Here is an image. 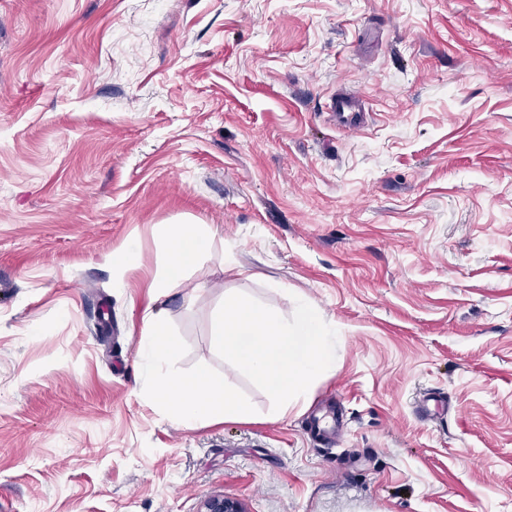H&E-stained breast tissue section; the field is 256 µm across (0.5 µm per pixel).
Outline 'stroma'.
<instances>
[{
    "label": "stroma",
    "mask_w": 512,
    "mask_h": 512,
    "mask_svg": "<svg viewBox=\"0 0 512 512\" xmlns=\"http://www.w3.org/2000/svg\"><path fill=\"white\" fill-rule=\"evenodd\" d=\"M171 224L214 237L164 292ZM229 293L336 326L283 420L214 341ZM148 312L181 342L169 371L212 369L257 421L173 426ZM328 403L332 444L310 429ZM214 494L512 512V0H0V512ZM331 108H333L338 114L342 115L343 118H346L342 121V123L348 127L349 130H357L364 127L363 120V112H360L358 107V102L352 97H336L335 100L331 102ZM345 112H348V116H344Z\"/></svg>",
    "instance_id": "1"
}]
</instances>
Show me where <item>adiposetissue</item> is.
I'll list each match as a JSON object with an SVG mask.
<instances>
[{
  "mask_svg": "<svg viewBox=\"0 0 512 512\" xmlns=\"http://www.w3.org/2000/svg\"><path fill=\"white\" fill-rule=\"evenodd\" d=\"M211 242L209 232L197 225H170L164 240L162 287L175 286L185 270L208 252ZM142 334L139 354L148 371L158 374L156 400L175 426L190 429L204 420L250 419L248 405L228 392L223 378L209 369L189 377L164 372L180 343L163 318L147 314ZM214 336L224 355L284 407L303 398L336 359L333 324L303 301L288 320L249 297L229 295L215 317Z\"/></svg>",
  "mask_w": 512,
  "mask_h": 512,
  "instance_id": "adipose-tissue-1",
  "label": "adipose tissue"
}]
</instances>
